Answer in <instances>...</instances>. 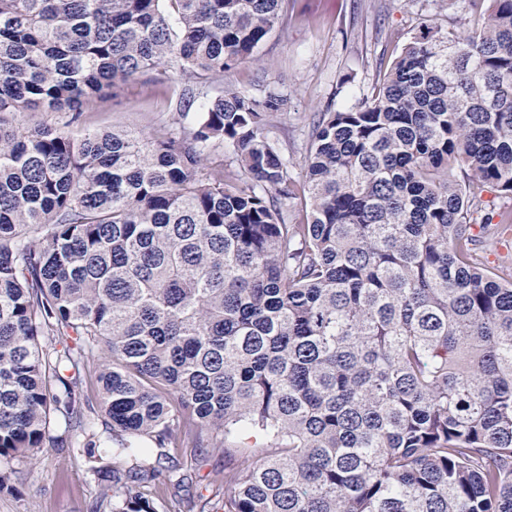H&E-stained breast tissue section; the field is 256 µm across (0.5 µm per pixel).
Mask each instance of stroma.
I'll return each instance as SVG.
<instances>
[{"label":"stroma","instance_id":"stroma-1","mask_svg":"<svg viewBox=\"0 0 512 512\" xmlns=\"http://www.w3.org/2000/svg\"><path fill=\"white\" fill-rule=\"evenodd\" d=\"M485 0H288L286 16L260 47L261 67L244 65L218 81L199 83L201 98L216 90L265 87L288 99V109L271 116V134L302 179L313 126L319 112L342 110L372 98L380 70L391 64L414 34L438 23L465 30ZM180 86L163 90L141 77L117 97L95 102L80 122L62 112H27L22 123L88 131L132 130L149 136L161 128L186 127L177 100ZM184 487L169 486L159 512H189V496H224V471L241 465L252 451L228 442L221 448L187 446L170 451ZM16 490L0 495V512H91L97 482L85 456L46 447L35 461L14 460Z\"/></svg>","mask_w":512,"mask_h":512}]
</instances>
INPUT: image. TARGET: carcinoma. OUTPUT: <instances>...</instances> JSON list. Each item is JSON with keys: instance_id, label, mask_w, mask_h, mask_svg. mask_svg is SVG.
<instances>
[{"instance_id": "1", "label": "carcinoma", "mask_w": 512, "mask_h": 512, "mask_svg": "<svg viewBox=\"0 0 512 512\" xmlns=\"http://www.w3.org/2000/svg\"><path fill=\"white\" fill-rule=\"evenodd\" d=\"M487 2L320 113L299 183L266 132L283 96L188 113L190 82L260 62L285 0H0V493L50 440L108 512H157L167 449L254 434L221 512H512V281L480 258L512 228L481 198L512 193V0ZM145 74L185 84L190 128L5 118L74 123ZM224 146L236 169L204 164ZM98 359L112 447L155 462L95 454L67 372Z\"/></svg>"}]
</instances>
